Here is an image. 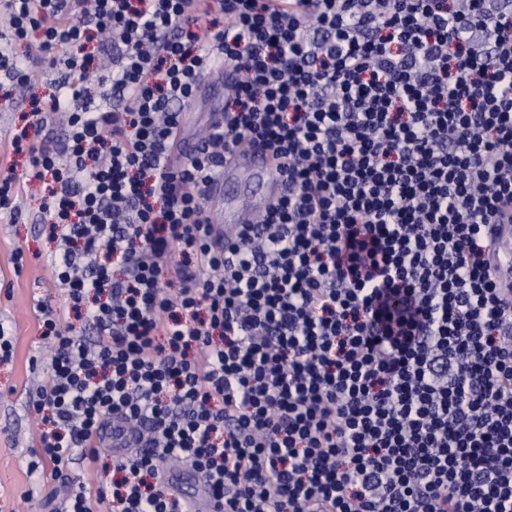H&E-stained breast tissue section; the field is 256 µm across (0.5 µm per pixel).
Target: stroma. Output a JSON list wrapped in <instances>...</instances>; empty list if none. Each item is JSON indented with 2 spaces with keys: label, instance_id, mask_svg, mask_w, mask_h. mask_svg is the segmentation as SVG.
<instances>
[{
  "label": "stroma",
  "instance_id": "obj_1",
  "mask_svg": "<svg viewBox=\"0 0 512 512\" xmlns=\"http://www.w3.org/2000/svg\"><path fill=\"white\" fill-rule=\"evenodd\" d=\"M58 71L46 73L37 86L0 90V142L13 136L32 122L31 96H49ZM226 75L215 71L203 83L184 110V133L195 140L206 127L213 112L221 110L227 95ZM42 203L38 191L24 199L26 215L19 223L0 219V327L13 340V355L0 361V512H53L68 489L78 484L94 488L111 483L112 459L100 457L93 463H74L62 472L52 464L31 470L39 460L40 417L34 409L39 387L47 377L49 350L41 336L35 307L48 305L59 314L64 325L79 336H92L88 324L77 319L66 306L65 296L57 288L44 261L59 247L37 216ZM23 250L22 265H15V250Z\"/></svg>",
  "mask_w": 512,
  "mask_h": 512
}]
</instances>
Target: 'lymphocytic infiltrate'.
<instances>
[{"label": "lymphocytic infiltrate", "mask_w": 512, "mask_h": 512, "mask_svg": "<svg viewBox=\"0 0 512 512\" xmlns=\"http://www.w3.org/2000/svg\"><path fill=\"white\" fill-rule=\"evenodd\" d=\"M0 87L58 69L0 215L43 188L52 277L96 338L38 305L43 461L113 458L59 512H512V0H0ZM209 39H201L200 30ZM26 43L17 56L14 47ZM227 103L192 153L204 75ZM278 196L210 224L225 161ZM226 74L215 71L205 76L203 83L184 109V133L188 140L195 141L206 127L211 113L221 110L227 95ZM241 171L252 172L253 176L263 184L262 203L278 194L280 182L268 153L261 150H251L234 156L230 162L226 163L223 176L209 189V194L215 201L224 200V184ZM204 206L211 218V224H222L224 222L226 231L232 224H250L253 220L252 211L244 206L235 208L216 209L210 212L212 205L208 198L204 199ZM223 224V225H224ZM499 239L497 243L498 275L505 286L512 284V224H498Z\"/></svg>", "instance_id": "lymphocytic-infiltrate-1"}]
</instances>
